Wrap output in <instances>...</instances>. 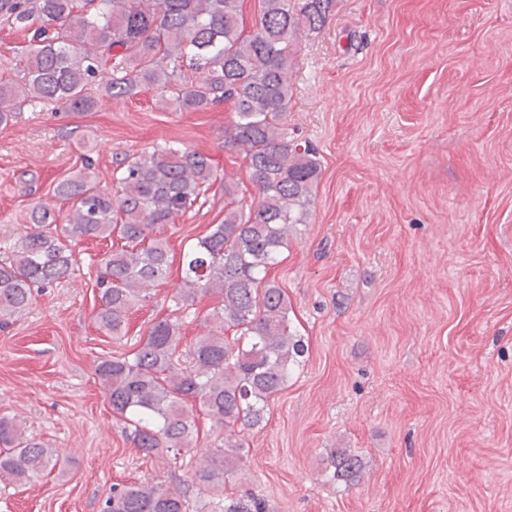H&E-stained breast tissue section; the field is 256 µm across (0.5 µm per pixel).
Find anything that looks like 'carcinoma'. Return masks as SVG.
<instances>
[{"mask_svg": "<svg viewBox=\"0 0 512 512\" xmlns=\"http://www.w3.org/2000/svg\"><path fill=\"white\" fill-rule=\"evenodd\" d=\"M243 0H0V25L29 35L16 73L0 76V127L21 104H55L76 114L99 99H121L148 87L184 112L220 103L234 107L224 149L242 152L258 198L243 213L235 187L224 184V222L214 224L182 256L178 301L209 295L217 301L205 322L218 330L183 344L179 319L158 320L128 354L99 361L95 374L112 411L131 426L146 457L166 458L197 447L191 403L224 434L195 466L202 494L224 501L220 512H265L253 497H226V479L247 455L236 427L259 426L270 398L282 391L306 353L291 331L288 296L268 280L288 246V232L307 223L320 165L312 149L288 135L291 76L300 30L318 31L334 0H260L246 30ZM117 194L99 187L90 166L56 182L67 204L65 223L36 203L30 231L0 256V327L29 309L36 288L73 275L75 248L87 240L121 245L99 261V328L126 336L132 308L151 298L172 259L167 240L153 233L173 224L216 178L212 159L170 144L127 157ZM234 331L232 337L226 330ZM331 478L351 485L362 462L347 448L328 457ZM57 450L0 416V478L22 486L42 472L64 469ZM186 493L154 482L115 487L103 512H189Z\"/></svg>", "mask_w": 512, "mask_h": 512, "instance_id": "obj_1", "label": "carcinoma"}]
</instances>
